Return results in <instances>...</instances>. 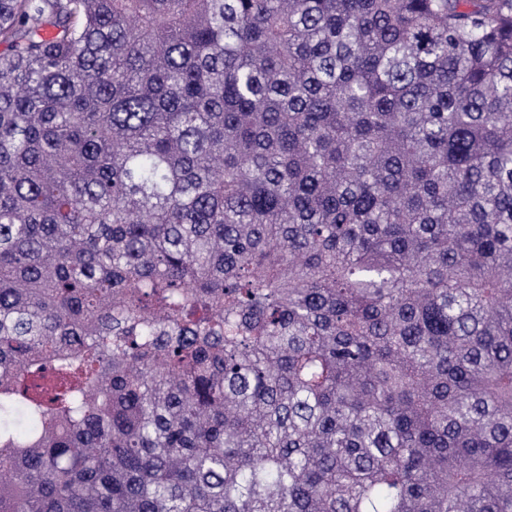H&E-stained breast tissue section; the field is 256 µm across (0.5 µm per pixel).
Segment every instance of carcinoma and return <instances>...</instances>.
Segmentation results:
<instances>
[{"instance_id":"1","label":"carcinoma","mask_w":512,"mask_h":512,"mask_svg":"<svg viewBox=\"0 0 512 512\" xmlns=\"http://www.w3.org/2000/svg\"><path fill=\"white\" fill-rule=\"evenodd\" d=\"M0 44V512H512V0Z\"/></svg>"}]
</instances>
